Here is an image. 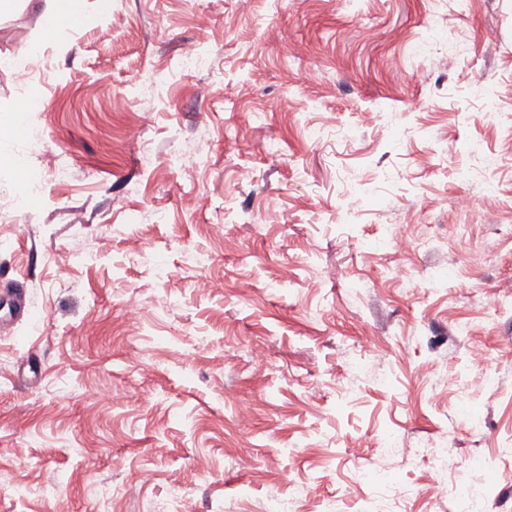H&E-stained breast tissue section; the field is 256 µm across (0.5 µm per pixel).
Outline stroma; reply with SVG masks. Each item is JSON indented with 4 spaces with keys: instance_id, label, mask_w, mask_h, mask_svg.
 Wrapping results in <instances>:
<instances>
[{
    "instance_id": "1",
    "label": "stroma",
    "mask_w": 512,
    "mask_h": 512,
    "mask_svg": "<svg viewBox=\"0 0 512 512\" xmlns=\"http://www.w3.org/2000/svg\"><path fill=\"white\" fill-rule=\"evenodd\" d=\"M47 14L0 13V58L50 71L0 66V273L32 311L0 327V512H463L483 458L481 512H512V0Z\"/></svg>"
}]
</instances>
